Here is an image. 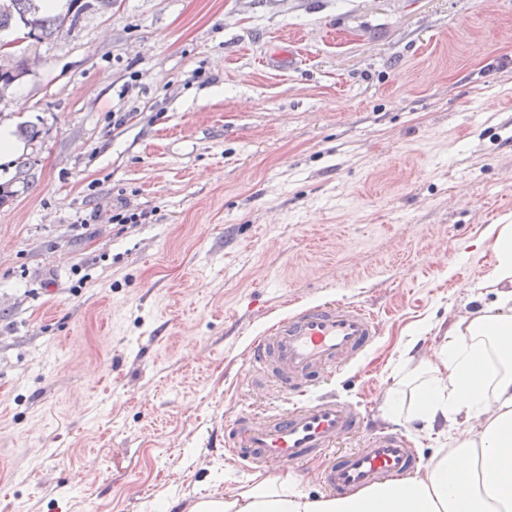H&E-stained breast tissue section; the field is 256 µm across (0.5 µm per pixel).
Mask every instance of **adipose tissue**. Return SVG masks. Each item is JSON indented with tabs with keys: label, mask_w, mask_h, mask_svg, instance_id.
Returning <instances> with one entry per match:
<instances>
[{
	"label": "adipose tissue",
	"mask_w": 512,
	"mask_h": 512,
	"mask_svg": "<svg viewBox=\"0 0 512 512\" xmlns=\"http://www.w3.org/2000/svg\"><path fill=\"white\" fill-rule=\"evenodd\" d=\"M495 298L461 313L427 352L407 350L382 415L449 436L424 469L345 495L306 493L291 472L225 490L190 512H512V225L494 242Z\"/></svg>",
	"instance_id": "ef3b65f1"
}]
</instances>
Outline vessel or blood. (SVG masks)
Wrapping results in <instances>:
<instances>
[{
	"instance_id": "1",
	"label": "vessel or blood",
	"mask_w": 512,
	"mask_h": 512,
	"mask_svg": "<svg viewBox=\"0 0 512 512\" xmlns=\"http://www.w3.org/2000/svg\"><path fill=\"white\" fill-rule=\"evenodd\" d=\"M377 326L355 305H316L274 325L270 336L249 350L253 388L276 383L295 393L319 383L327 374L350 364L374 341ZM363 423L352 405L319 398L283 412L245 414L230 428L225 444L242 461L259 466L295 465L310 454L335 446ZM418 459L404 437L386 433L367 447L337 456L319 475V482L348 491L397 477L414 468Z\"/></svg>"
}]
</instances>
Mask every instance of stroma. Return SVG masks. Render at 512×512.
<instances>
[{"mask_svg": "<svg viewBox=\"0 0 512 512\" xmlns=\"http://www.w3.org/2000/svg\"><path fill=\"white\" fill-rule=\"evenodd\" d=\"M0 39L33 63L0 125L38 132L0 167V512H190L276 476L224 424L304 402L255 394L245 358L323 302L378 334L318 389L363 430L301 488L375 431L445 446L380 406L512 224V0H116Z\"/></svg>", "mask_w": 512, "mask_h": 512, "instance_id": "35a3bbf8", "label": "stroma"}]
</instances>
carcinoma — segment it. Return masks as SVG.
<instances>
[{
  "mask_svg": "<svg viewBox=\"0 0 512 512\" xmlns=\"http://www.w3.org/2000/svg\"><path fill=\"white\" fill-rule=\"evenodd\" d=\"M110 5L112 0H67L65 10L49 14L41 10L39 0H8V9H0V33L23 28L24 37L37 40L68 35L87 11Z\"/></svg>",
  "mask_w": 512,
  "mask_h": 512,
  "instance_id": "cac0c4a2",
  "label": "carcinoma"
}]
</instances>
